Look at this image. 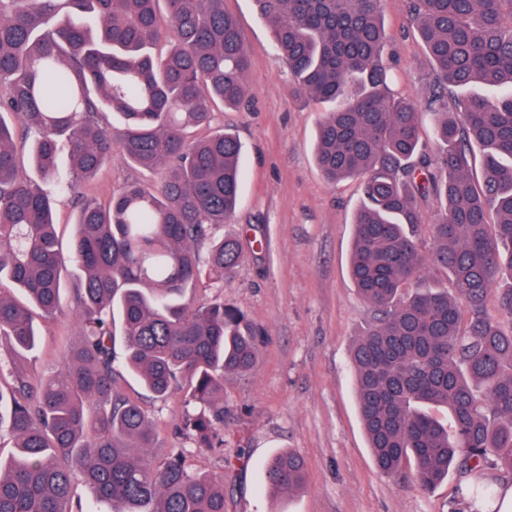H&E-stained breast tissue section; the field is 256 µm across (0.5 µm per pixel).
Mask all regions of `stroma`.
Wrapping results in <instances>:
<instances>
[{
	"instance_id": "obj_1",
	"label": "stroma",
	"mask_w": 512,
	"mask_h": 512,
	"mask_svg": "<svg viewBox=\"0 0 512 512\" xmlns=\"http://www.w3.org/2000/svg\"><path fill=\"white\" fill-rule=\"evenodd\" d=\"M235 17L251 66L248 99L216 110L215 124L241 140V206L227 236L238 238L244 262L227 279L203 280L195 302L223 298L267 336L246 376L224 378V446L193 453L191 470L225 474L227 512H470L460 493L466 478L450 473L431 490L417 486L412 465L378 471L355 395L351 349L369 315L349 276L357 181L328 184L313 157L316 122L325 104L293 98L287 66L279 62L254 0H224ZM388 44L384 61L396 93L424 101L432 63L408 12V0H381ZM160 172L113 156L85 193L108 201L126 183H154ZM41 345L33 369L64 372L65 350L76 340L70 309L36 316ZM120 391L148 410L159 448H179L189 386L158 399L123 376ZM293 451L305 461L302 488L279 494L264 486L270 458ZM234 460L226 472V460Z\"/></svg>"
}]
</instances>
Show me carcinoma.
Returning <instances> with one entry per match:
<instances>
[{
  "instance_id": "obj_1",
  "label": "carcinoma",
  "mask_w": 512,
  "mask_h": 512,
  "mask_svg": "<svg viewBox=\"0 0 512 512\" xmlns=\"http://www.w3.org/2000/svg\"><path fill=\"white\" fill-rule=\"evenodd\" d=\"M255 2L291 92L331 105L314 149L323 178L359 181L349 274L370 317L351 356L374 464L395 475L414 461L425 490L455 470L469 477L476 509L486 508L497 474L512 476V328L486 310L494 291L512 323V0H410L434 65L423 105L391 86L380 0ZM159 41L171 47L156 57ZM248 68L224 0H0V281L23 294L0 290V347L12 363L0 430L14 441L0 459V512H69L77 478L111 512H227L224 477L193 472L187 460L224 446V376L252 372L263 332L221 298L194 305L188 295L244 259L240 241L221 233L240 202L242 144L211 125L212 107L247 98ZM105 109L124 120L117 137ZM425 116L439 142L433 155L421 144ZM189 127L208 134L190 140ZM17 131L33 135L41 180L63 192L116 153L161 172L106 204L78 198L80 339L61 374L29 366L39 343L32 309L60 311L65 262L50 195L18 172ZM427 269L444 272L466 308L446 288L409 290ZM118 343L122 368L154 397L189 383L194 410L181 431L190 447L169 449L160 464L148 453V412L118 390ZM440 406L449 428L425 411ZM304 480L291 451L264 472L272 492Z\"/></svg>"
}]
</instances>
